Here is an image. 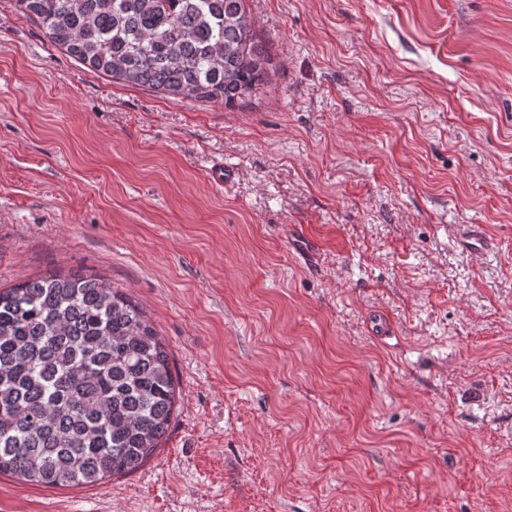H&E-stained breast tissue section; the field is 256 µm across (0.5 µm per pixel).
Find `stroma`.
<instances>
[{"mask_svg": "<svg viewBox=\"0 0 512 512\" xmlns=\"http://www.w3.org/2000/svg\"><path fill=\"white\" fill-rule=\"evenodd\" d=\"M247 10L268 81L227 109L0 0V287L105 276L180 388L139 470L2 475L0 512H512V0Z\"/></svg>", "mask_w": 512, "mask_h": 512, "instance_id": "obj_1", "label": "stroma"}]
</instances>
